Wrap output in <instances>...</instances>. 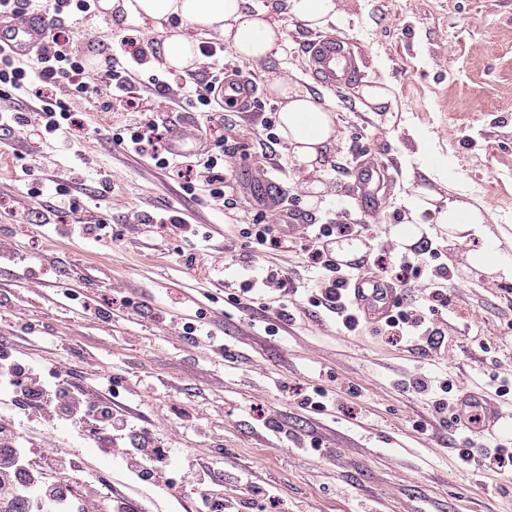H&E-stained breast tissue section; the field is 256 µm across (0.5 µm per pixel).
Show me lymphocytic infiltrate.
<instances>
[{
	"label": "lymphocytic infiltrate",
	"instance_id": "obj_1",
	"mask_svg": "<svg viewBox=\"0 0 512 512\" xmlns=\"http://www.w3.org/2000/svg\"><path fill=\"white\" fill-rule=\"evenodd\" d=\"M93 5L94 0H55L54 16L46 23L43 41L30 62L24 64L0 53V94H19L37 101L30 117L1 112L0 127L15 126L23 133L33 129L51 135L70 129L74 124L69 97L106 96L127 102L134 117L113 134V141L159 168L174 169L178 176L185 178L186 190H193L196 181H204L209 198L216 203L223 202L224 179L216 173L222 154L207 155L204 171H197L190 160L170 157L157 118L138 112L132 89L146 62V48L113 50L104 66L96 70L89 69L86 60L74 54L60 22L67 16L91 13ZM199 51L208 62L202 78L191 77L175 84L160 74L149 76L151 91L166 109L173 111L187 106L201 112L215 110V91L224 80V71L210 65L211 59L218 55L216 45L201 42ZM57 86L66 88L67 98L54 94ZM349 231L346 224L314 225L308 257L323 271L318 303L338 314L344 328L351 330L359 321L343 288L355 274L338 266L324 248L326 238ZM425 266L432 269L428 285L433 301L447 306L448 296L443 285L448 269L442 265L430 266L423 255L399 261L378 259L373 273L391 284L405 287L411 275ZM99 383V391L87 392L73 382L67 369L35 367L23 353L15 350L0 354V396L6 401L0 408V512H132L128 500L117 503L85 490L75 493L67 483L52 478V471L62 464H75L76 448L47 443L39 463H32V442L22 434L9 408L10 402L17 398L23 399L30 416L45 425L69 427L92 447L116 450L133 483L149 488L159 486L172 465L169 449L164 448L152 431L135 425L120 413L118 405L112 402L111 376L100 377ZM179 478L185 488L194 490L197 512H225L223 498L209 493L210 467L185 458Z\"/></svg>",
	"mask_w": 512,
	"mask_h": 512
}]
</instances>
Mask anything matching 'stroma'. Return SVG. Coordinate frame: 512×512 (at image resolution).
Instances as JSON below:
<instances>
[{
	"label": "stroma",
	"mask_w": 512,
	"mask_h": 512,
	"mask_svg": "<svg viewBox=\"0 0 512 512\" xmlns=\"http://www.w3.org/2000/svg\"><path fill=\"white\" fill-rule=\"evenodd\" d=\"M269 10L285 34L276 69L334 109L342 136L322 167L324 192L309 203L284 145L266 142L260 115L219 111L199 116L208 144L233 126L235 146L223 173L224 205L205 185L183 189L176 173L124 152L109 139L126 119L119 102L74 99L79 128L45 136L0 130V336L36 366L60 362L87 384L92 368L112 373L126 411L149 423L172 451L218 464L225 499L239 512H512V437L502 454L460 456L463 434L450 410L406 386L413 375L478 386L496 394L512 376V280H493L467 260L479 240L450 242L432 224L424 243L448 268V304L430 319L433 343L385 336L361 323L352 333L309 303L321 272L308 263V236L261 253L240 231L260 223L258 186L281 179L288 203L311 224H350L361 245L354 260L370 269L378 254L402 257L392 229L408 214L422 171L411 130L447 157L458 192L481 203L491 227L512 237V0H341L323 31L358 59L359 82L342 89L314 83L304 45L313 32L287 0H249ZM83 57L109 56L121 41L150 45L145 74L162 69L157 46L135 21L90 14L68 19ZM388 79L392 112L363 111L362 86ZM369 158L386 169L383 210L363 212L353 167ZM181 213L182 223H166ZM143 223H134V216ZM103 220L100 240L79 235L78 220ZM234 265H226V256ZM276 264L295 294L288 317L276 306L234 305L248 269ZM129 297L132 308L99 320L95 307ZM200 321L192 339L177 324ZM278 323L268 336L265 323ZM223 344L209 351L207 339ZM325 410L307 402L314 389ZM315 447H301V440ZM105 475L117 496L147 512H195L180 485L147 494L131 484L120 455ZM274 486L280 502L265 504Z\"/></svg>",
	"instance_id": "obj_1"
}]
</instances>
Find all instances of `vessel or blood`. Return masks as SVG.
<instances>
[{
    "mask_svg": "<svg viewBox=\"0 0 512 512\" xmlns=\"http://www.w3.org/2000/svg\"><path fill=\"white\" fill-rule=\"evenodd\" d=\"M42 37L43 32L36 24L24 22L9 33L0 35V48L25 55L39 47ZM305 50L307 72L319 85L342 87L357 81L360 76L355 56L334 39L315 37L307 41ZM220 95L222 102L233 111L247 112L257 98V88L246 75L237 71L225 78ZM204 146L200 129L193 123L179 126L168 142V149L175 157L197 152ZM376 172V163L368 160L357 162L354 169L358 194L367 206L374 209L379 206L373 191ZM346 289L357 314L373 324L384 322L404 300L401 289L368 276L348 282ZM503 415L501 403L477 387L461 389L453 408L455 424L468 431L475 440H490L502 434Z\"/></svg>",
    "mask_w": 512,
    "mask_h": 512,
    "instance_id": "1",
    "label": "vessel or blood"
}]
</instances>
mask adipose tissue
Segmentation results:
<instances>
[{
    "label": "adipose tissue",
    "instance_id": "1",
    "mask_svg": "<svg viewBox=\"0 0 512 512\" xmlns=\"http://www.w3.org/2000/svg\"><path fill=\"white\" fill-rule=\"evenodd\" d=\"M102 11L116 19H136L161 39L160 56L165 68L182 73L201 62L197 42L187 27L215 31L242 60L269 64L282 52L284 33L270 21L266 11L252 10L247 0H99ZM267 89L278 106V128L293 164L309 175L308 189L322 192L317 176L325 158L333 152L340 136L336 113L308 90L287 76L267 72ZM482 204L464 198H441L436 192L418 187L410 212L393 231L400 246L415 245L422 236V214L433 215L449 241L481 239V248L470 251V267L487 276L512 278V253L486 224Z\"/></svg>",
    "mask_w": 512,
    "mask_h": 512
}]
</instances>
